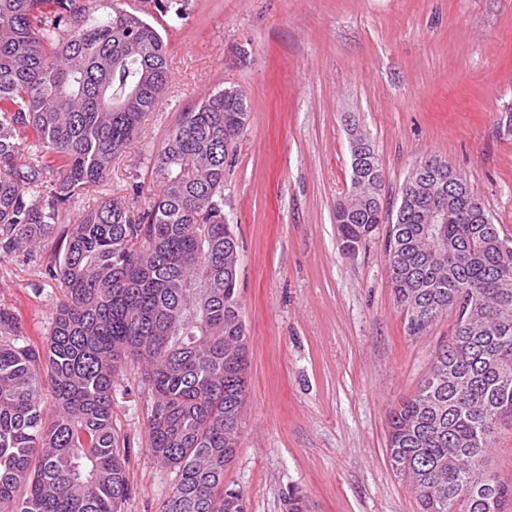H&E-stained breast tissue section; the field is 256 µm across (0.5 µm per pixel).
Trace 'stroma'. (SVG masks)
Masks as SVG:
<instances>
[{"label":"stroma","instance_id":"obj_1","mask_svg":"<svg viewBox=\"0 0 512 512\" xmlns=\"http://www.w3.org/2000/svg\"><path fill=\"white\" fill-rule=\"evenodd\" d=\"M169 46V82L114 161L94 206L157 194L152 158L181 112L236 89L249 126L224 165V213L238 242L248 336L241 446L224 484L248 512H419L387 452L390 410L413 396L452 333L440 315L420 336L390 285L385 233L339 247L336 205L351 189L350 138L364 133L398 199L437 156L466 178L512 237V0H121ZM62 293L0 264V304L44 343ZM140 369L112 385L113 420L130 448L124 512H161L175 472L149 453Z\"/></svg>","mask_w":512,"mask_h":512}]
</instances>
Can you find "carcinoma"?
Segmentation results:
<instances>
[{
    "label": "carcinoma",
    "mask_w": 512,
    "mask_h": 512,
    "mask_svg": "<svg viewBox=\"0 0 512 512\" xmlns=\"http://www.w3.org/2000/svg\"><path fill=\"white\" fill-rule=\"evenodd\" d=\"M93 0H0V264L18 261L59 286L45 344L0 306V512H123L126 437L112 420V385L128 360L147 391L149 448L177 471L162 512H246L224 487L240 445L226 421L247 393L248 344L238 248L224 223V161L246 131L241 93L220 89L182 113L153 156L159 192L79 206L112 180V162L168 85L164 40L124 8L93 17ZM36 131L32 145L22 131ZM50 153L61 174L50 177ZM432 183L411 174L396 208L381 168L351 179L336 205L341 249L355 252L387 225L386 261L407 332L422 334L458 303L457 317L416 393L390 411V461L405 466L420 512H505L512 487L488 465L496 425L512 417V239L442 158ZM436 183L450 190L442 237L421 234ZM70 211L63 255L42 244ZM55 404L46 409L43 378Z\"/></svg>",
    "instance_id": "carcinoma-1"
}]
</instances>
